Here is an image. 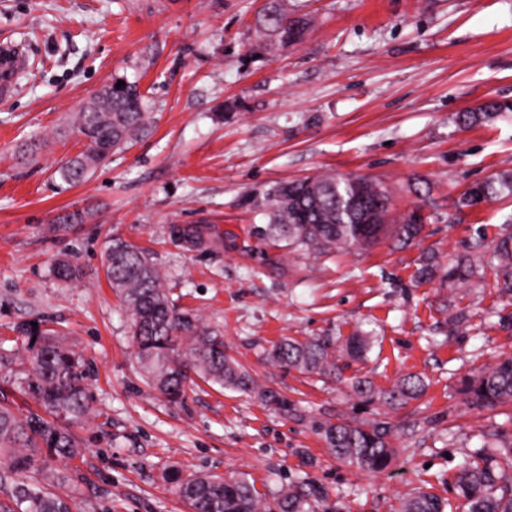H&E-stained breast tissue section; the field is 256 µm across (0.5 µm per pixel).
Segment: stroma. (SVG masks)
<instances>
[{
    "label": "stroma",
    "mask_w": 512,
    "mask_h": 512,
    "mask_svg": "<svg viewBox=\"0 0 512 512\" xmlns=\"http://www.w3.org/2000/svg\"><path fill=\"white\" fill-rule=\"evenodd\" d=\"M308 14L294 46L270 52L257 18L265 0H0V44L23 46L12 96L0 100V381L18 412L33 402L12 380L25 329L63 336L85 360L92 411L75 426L82 456L61 487L78 512H190L162 472L247 473L259 493L306 477L341 512H396L416 487L451 498L464 454L507 416L468 409L471 369L512 354V297L495 270L480 287L413 277L421 257L439 265L473 242L492 248L512 195L473 210L464 191L512 172V110L492 123L456 117L489 100L512 103V0H288ZM137 84L152 112L128 150L82 183L63 162L86 144L72 115L111 82ZM320 173L367 177L392 209H419L424 231L406 245L290 263L258 249L250 230L269 221L266 193ZM68 213L81 221L65 224ZM207 240L189 251L171 225ZM149 248L171 297L223 335L259 385L319 416L353 418L344 385L272 367L284 336H375L346 376L386 389L424 376L418 401L389 413L400 459L369 477L334 458L310 428L257 398L204 382L174 404L146 385L129 315L109 287L113 238ZM80 281L55 274L58 258ZM465 311L468 324L448 317Z\"/></svg>",
    "instance_id": "stroma-1"
}]
</instances>
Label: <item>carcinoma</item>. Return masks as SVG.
I'll return each mask as SVG.
<instances>
[{"label":"carcinoma","instance_id":"carcinoma-1","mask_svg":"<svg viewBox=\"0 0 512 512\" xmlns=\"http://www.w3.org/2000/svg\"><path fill=\"white\" fill-rule=\"evenodd\" d=\"M262 26L269 48L296 45L309 30V20L288 9L285 0H268ZM512 105L490 101L477 110L457 117L465 124L493 121ZM73 123L87 139L85 149L60 168L69 184L89 179L105 165L112 153L133 145L150 123L144 96L137 86L119 88L110 83L82 106ZM512 195V175H492L473 184L460 198L470 208L474 198L491 201ZM269 223L253 227L262 242H285L288 254L297 257L330 255L340 250L367 249L384 237L404 244L423 232V216L412 209L391 216L390 192L382 183L364 177L319 174L282 183L266 194ZM170 235L190 250L205 247L199 228L170 226ZM489 263L494 265L499 286L512 293V233L504 234L493 247ZM434 254L421 260L414 278L429 282L438 276ZM105 276L120 295L130 316V329L137 359L147 385L171 403H182L187 385L197 377L222 388L253 393L274 410L309 425L342 464L372 476L387 471L398 457L395 440L398 428L381 420L333 419L310 414L281 392L256 384L251 373L226 354L224 337L205 328L200 318L178 307L166 288V277L151 253L133 243L112 240L105 258ZM443 278L469 287L481 278L480 265L470 255L448 265ZM372 336L359 332L340 345L333 336L299 339L283 336L267 351L274 366L296 369L321 382L342 380L343 357L367 359ZM20 390L39 407L25 415L16 414L0 400V483H15L12 503L0 501V512H76L72 498L24 479L46 473L63 484L72 477L54 470L51 463L66 464L80 454L81 441L72 427L91 411V395L85 363L63 339L50 331L28 336ZM427 384L418 375H404L391 387L376 390L356 377L350 395L362 403H379L392 410L420 399ZM460 393L469 407L494 410L512 407V355L477 368L462 379ZM493 448H481L465 458L455 479L458 498L468 512H512V430L493 434ZM191 512H265L267 505L247 474L226 478L199 471L187 475L178 469L164 472ZM449 503L423 490L403 498L398 512H447ZM274 512H336L320 487L300 480L282 487L274 497Z\"/></svg>","mask_w":512,"mask_h":512}]
</instances>
